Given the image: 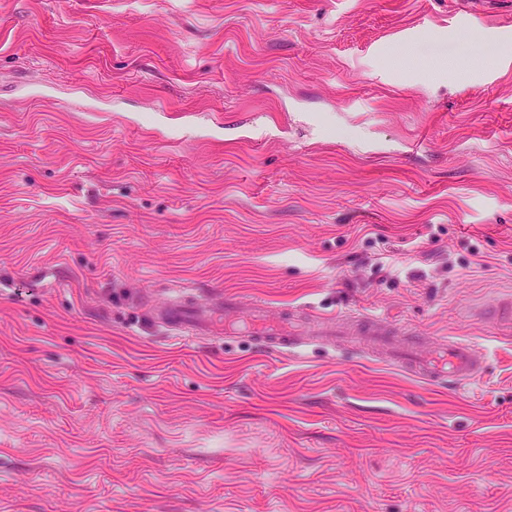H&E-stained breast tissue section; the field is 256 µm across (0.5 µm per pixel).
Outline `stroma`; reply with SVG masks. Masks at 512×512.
Instances as JSON below:
<instances>
[{
  "label": "stroma",
  "instance_id": "stroma-1",
  "mask_svg": "<svg viewBox=\"0 0 512 512\" xmlns=\"http://www.w3.org/2000/svg\"><path fill=\"white\" fill-rule=\"evenodd\" d=\"M509 293L512 0H0V512H512ZM474 316L486 322L500 323L512 321V297L499 300L496 304L480 308ZM167 318L175 328L202 331L209 322V318L198 314V311L189 302H173L168 308ZM246 323L263 348L296 347L303 339L318 341L321 336L356 338L363 343V351L384 355L390 363L431 383L448 379V384H463L484 368L483 357L475 344L456 339L430 344L426 337L381 316L360 315L355 320L323 318L321 326L312 331V336H316L312 338L295 336L291 312L270 319L265 309L257 306L247 313Z\"/></svg>",
  "mask_w": 512,
  "mask_h": 512
}]
</instances>
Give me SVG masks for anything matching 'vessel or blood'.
<instances>
[{"instance_id": "vessel-or-blood-1", "label": "vessel or blood", "mask_w": 512, "mask_h": 512, "mask_svg": "<svg viewBox=\"0 0 512 512\" xmlns=\"http://www.w3.org/2000/svg\"><path fill=\"white\" fill-rule=\"evenodd\" d=\"M481 320L500 323L512 321V297L476 310ZM171 325L192 331L203 330L208 317L199 315L188 302H173L167 311ZM247 324L258 336L262 347H295L301 342L294 331L292 316L269 318L263 307L257 306L246 315ZM316 336H340L359 339L365 351L381 354L397 366L431 383L442 380L452 384L471 381L484 368L479 348L470 342L450 340L428 343L425 337L399 327L381 316L361 315L349 320L343 317L322 319Z\"/></svg>"}]
</instances>
